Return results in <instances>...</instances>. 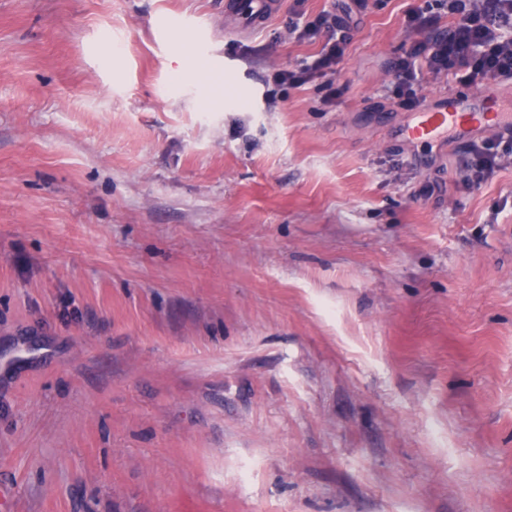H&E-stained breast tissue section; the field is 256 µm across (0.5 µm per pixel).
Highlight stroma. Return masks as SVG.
Returning <instances> with one entry per match:
<instances>
[{
    "label": "stroma",
    "mask_w": 512,
    "mask_h": 512,
    "mask_svg": "<svg viewBox=\"0 0 512 512\" xmlns=\"http://www.w3.org/2000/svg\"><path fill=\"white\" fill-rule=\"evenodd\" d=\"M345 2L326 106L335 0H0V512H512V157L402 136L435 0ZM279 3L277 0L258 3L253 0H228L224 7L229 16H245L248 20L256 22L274 14L279 8ZM342 28L336 14L329 12L319 14L302 27L298 23L293 24L292 30L299 39L318 37L325 30L329 33L328 41L316 55L305 61L297 62L293 67L273 73L270 76L272 82L277 86L288 84V86L299 87L321 80L320 86L325 92L322 100L327 105L333 104L338 92L335 85L336 70L344 56L347 44L346 36L337 33ZM499 143L487 140L472 141L467 148V161L464 165V182L471 186H480L495 171L499 165L500 159L512 154V136L507 145H504L500 153Z\"/></svg>",
    "instance_id": "35a3bbf8"
}]
</instances>
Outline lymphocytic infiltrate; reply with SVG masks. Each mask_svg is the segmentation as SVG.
I'll return each instance as SVG.
<instances>
[{
	"instance_id": "1",
	"label": "lymphocytic infiltrate",
	"mask_w": 512,
	"mask_h": 512,
	"mask_svg": "<svg viewBox=\"0 0 512 512\" xmlns=\"http://www.w3.org/2000/svg\"><path fill=\"white\" fill-rule=\"evenodd\" d=\"M452 22L448 29L422 42L406 53L395 66L392 94L400 107L412 110L419 106V76L465 71L469 82L490 78H512V0H438ZM334 14L322 13L304 25H293L298 38H315L328 32L321 50L293 67L272 74L275 85L299 87L319 82L325 104L336 100V70L342 60L347 38ZM512 154V141L505 147L481 140L467 148L463 179L466 184L484 183L499 165L502 154Z\"/></svg>"
}]
</instances>
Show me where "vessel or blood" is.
<instances>
[{
	"label": "vessel or blood",
	"instance_id": "1",
	"mask_svg": "<svg viewBox=\"0 0 512 512\" xmlns=\"http://www.w3.org/2000/svg\"><path fill=\"white\" fill-rule=\"evenodd\" d=\"M278 7V0H226L225 3L227 15L243 16L251 21L263 20ZM488 121L512 132V114L496 109L493 100L482 95H448L418 109L405 127L404 135L414 142H435L451 136L463 143Z\"/></svg>",
	"mask_w": 512,
	"mask_h": 512
}]
</instances>
